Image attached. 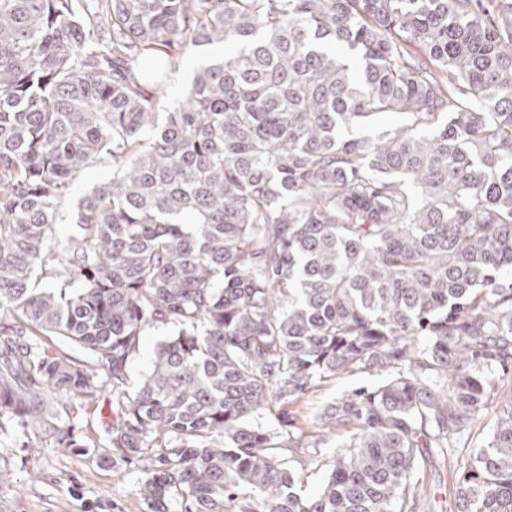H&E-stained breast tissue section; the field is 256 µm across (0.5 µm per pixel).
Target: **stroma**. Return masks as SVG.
<instances>
[{"label":"stroma","instance_id":"stroma-1","mask_svg":"<svg viewBox=\"0 0 512 512\" xmlns=\"http://www.w3.org/2000/svg\"><path fill=\"white\" fill-rule=\"evenodd\" d=\"M111 177L112 164L107 160L82 173L74 187L72 204L64 206L57 217V245H65L75 230V201ZM382 381V376L374 373H352L318 382L304 398L288 407L294 431L313 433L322 407L345 392L371 388ZM115 412L108 384L82 405L65 404L62 393H53L45 428H24L0 409V512H148L139 495L135 470L122 459L101 451L108 442ZM61 423L72 428L80 447L62 444L56 430ZM339 444L335 438L316 451L286 448L280 458L310 493L321 485L326 464L336 455ZM423 467L419 512H448L457 481L452 462L433 457L424 460Z\"/></svg>","mask_w":512,"mask_h":512}]
</instances>
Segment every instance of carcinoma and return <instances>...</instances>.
Returning a JSON list of instances; mask_svg holds the SVG:
<instances>
[{
	"label": "carcinoma",
	"instance_id": "1",
	"mask_svg": "<svg viewBox=\"0 0 512 512\" xmlns=\"http://www.w3.org/2000/svg\"><path fill=\"white\" fill-rule=\"evenodd\" d=\"M3 307L0 408L34 425L112 378L105 449L150 512H418L423 448L461 470L448 512H512V410L472 454L448 441L512 374V0H0ZM149 329L169 335L131 395ZM353 372L387 378L323 408L342 452L306 494L251 419L288 427ZM198 65V56L184 54L177 67H173L168 74V98L181 94L190 83L194 70ZM110 179H112V162L108 160L95 163L82 173L75 184L69 204L60 210L57 217V224L54 226V242L60 249L66 244L68 236L73 234L75 230L76 226L73 224V214L78 201L95 186Z\"/></svg>",
	"mask_w": 512,
	"mask_h": 512
}]
</instances>
